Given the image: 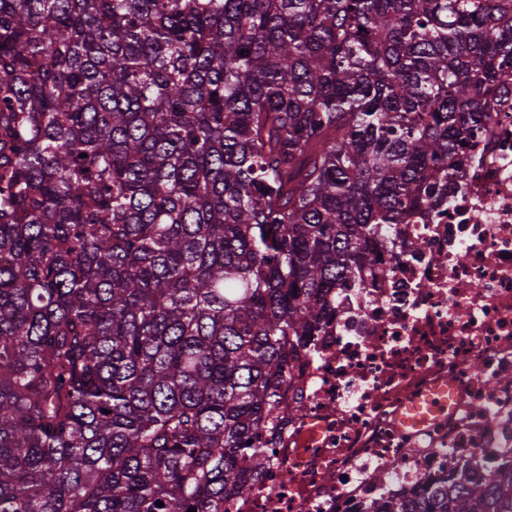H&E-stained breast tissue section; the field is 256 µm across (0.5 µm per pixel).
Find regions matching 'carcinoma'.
Segmentation results:
<instances>
[{
  "label": "carcinoma",
  "instance_id": "carcinoma-1",
  "mask_svg": "<svg viewBox=\"0 0 512 512\" xmlns=\"http://www.w3.org/2000/svg\"><path fill=\"white\" fill-rule=\"evenodd\" d=\"M510 80L512 0H0V512L252 494L285 359Z\"/></svg>",
  "mask_w": 512,
  "mask_h": 512
}]
</instances>
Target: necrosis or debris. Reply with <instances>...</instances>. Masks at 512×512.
Wrapping results in <instances>:
<instances>
[{
    "label": "necrosis or debris",
    "mask_w": 512,
    "mask_h": 512,
    "mask_svg": "<svg viewBox=\"0 0 512 512\" xmlns=\"http://www.w3.org/2000/svg\"><path fill=\"white\" fill-rule=\"evenodd\" d=\"M447 202L384 233L295 353L255 493L227 512H376L458 470L512 476V96Z\"/></svg>",
    "instance_id": "obj_1"
}]
</instances>
